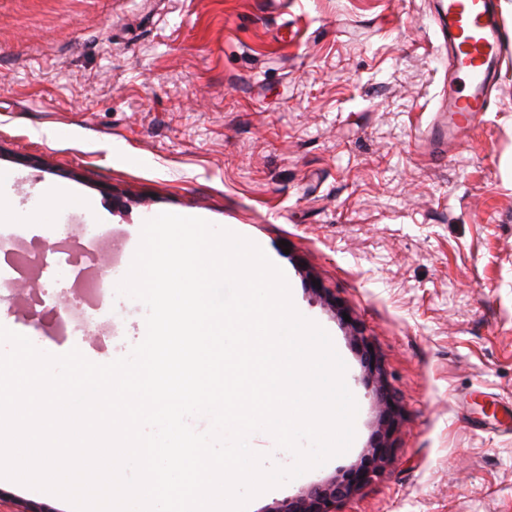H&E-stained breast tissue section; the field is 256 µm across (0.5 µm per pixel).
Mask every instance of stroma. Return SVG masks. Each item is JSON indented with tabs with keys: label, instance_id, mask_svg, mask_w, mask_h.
Masks as SVG:
<instances>
[{
	"label": "stroma",
	"instance_id": "35a3bbf8",
	"mask_svg": "<svg viewBox=\"0 0 512 512\" xmlns=\"http://www.w3.org/2000/svg\"><path fill=\"white\" fill-rule=\"evenodd\" d=\"M489 109L437 154L448 85L440 0H0V201L45 188L137 236L159 212L260 239L327 330L358 414L353 447L247 512L357 468L382 413L361 336L399 410L393 458L337 512H512V0ZM39 342L105 364L143 338ZM72 512L0 479V512ZM46 197L56 202L55 208L59 209H81L89 210L92 202L85 197L77 196L68 189L61 186H50L45 191Z\"/></svg>",
	"mask_w": 512,
	"mask_h": 512
}]
</instances>
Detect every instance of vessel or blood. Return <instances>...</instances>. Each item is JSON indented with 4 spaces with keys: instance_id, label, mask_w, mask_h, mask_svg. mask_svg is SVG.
<instances>
[{
    "instance_id": "obj_1",
    "label": "vessel or blood",
    "mask_w": 512,
    "mask_h": 512,
    "mask_svg": "<svg viewBox=\"0 0 512 512\" xmlns=\"http://www.w3.org/2000/svg\"><path fill=\"white\" fill-rule=\"evenodd\" d=\"M440 20L451 52L450 67L464 90L444 96L426 131L429 140L438 144L446 142L448 128H468L474 115L488 110L487 90L503 57L506 37L491 0H447Z\"/></svg>"
}]
</instances>
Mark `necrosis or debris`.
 Here are the masks:
<instances>
[{
    "label": "necrosis or debris",
    "mask_w": 512,
    "mask_h": 512,
    "mask_svg": "<svg viewBox=\"0 0 512 512\" xmlns=\"http://www.w3.org/2000/svg\"><path fill=\"white\" fill-rule=\"evenodd\" d=\"M58 227L45 224L40 235H32L27 224H0V299L9 297L20 279L29 270H36L42 286L55 283L59 271L72 276L70 291L74 296L75 313L58 315L46 322L29 319L38 338L89 335L100 346L111 347L117 332L110 317L112 288L124 277L126 256L122 247H115L107 267H99L98 255L103 244L111 242L112 228L107 224L84 225L75 240L58 239ZM57 238L52 250L37 244L38 236Z\"/></svg>",
    "instance_id": "4bbe7bcc"
}]
</instances>
